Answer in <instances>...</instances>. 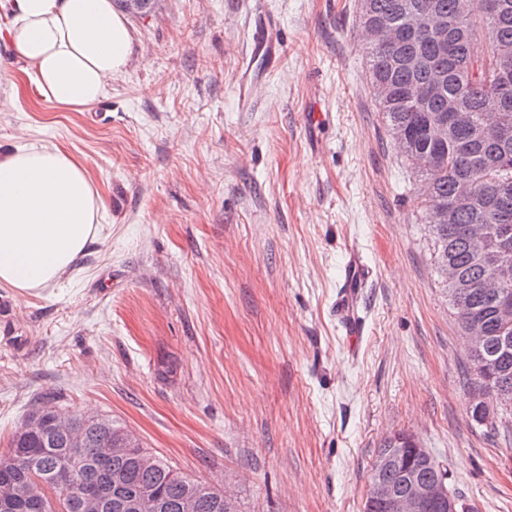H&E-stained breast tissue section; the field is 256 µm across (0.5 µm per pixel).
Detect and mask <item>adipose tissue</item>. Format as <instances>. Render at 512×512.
<instances>
[{"label":"adipose tissue","mask_w":512,"mask_h":512,"mask_svg":"<svg viewBox=\"0 0 512 512\" xmlns=\"http://www.w3.org/2000/svg\"><path fill=\"white\" fill-rule=\"evenodd\" d=\"M40 95L80 109L130 61L133 36L112 0H0V18ZM100 209L85 168L66 151L29 145L0 155V286L48 287L90 241Z\"/></svg>","instance_id":"obj_1"}]
</instances>
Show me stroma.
<instances>
[{
    "label": "stroma",
    "mask_w": 512,
    "mask_h": 512,
    "mask_svg": "<svg viewBox=\"0 0 512 512\" xmlns=\"http://www.w3.org/2000/svg\"><path fill=\"white\" fill-rule=\"evenodd\" d=\"M259 12L283 47L243 110ZM127 22L128 67L79 111L0 40V152L59 146L101 199L69 277L0 288V455L50 395L243 512H362L381 445L408 433L478 512H512V443L468 417L466 345L358 0H155ZM353 250L373 270L355 338L334 312Z\"/></svg>",
    "instance_id": "35a3bbf8"
}]
</instances>
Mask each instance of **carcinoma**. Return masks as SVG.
<instances>
[{
    "instance_id": "cac0c4a2",
    "label": "carcinoma",
    "mask_w": 512,
    "mask_h": 512,
    "mask_svg": "<svg viewBox=\"0 0 512 512\" xmlns=\"http://www.w3.org/2000/svg\"><path fill=\"white\" fill-rule=\"evenodd\" d=\"M359 23L372 34L368 47L370 80L379 111L406 160L421 177L418 197L421 208L434 215L428 225L432 260L448 293L462 334L481 322L487 330L485 346L467 352V390L492 395L507 379L512 386V316L505 318L500 302L483 288L485 266L469 248L466 229L484 227L492 246L512 264V136L505 140L478 137L479 130L505 126L512 131V0H360ZM487 29L484 56L473 53L478 27ZM417 87L426 89L416 96ZM450 112H467L474 127H448L436 137L434 128ZM432 158L425 167L421 160ZM470 185V195L456 198L458 186ZM39 432L19 425L12 435L8 454L14 465L0 469V483L12 485L14 512H87L81 494L120 480L130 497L149 494L178 512L177 504L189 492L196 495V512H241L239 501L224 505V490L207 486L161 459L127 427L107 415L85 418L63 410L51 399L33 405ZM470 419L477 425L512 429V422L498 410L471 406ZM61 416L71 419L84 433L73 444L64 435H49ZM120 446L121 455L106 456L104 448ZM408 448L419 475L427 481L449 480L446 468L418 448L412 436L401 433L380 449ZM153 460L144 467L141 459ZM41 479L42 510L28 502L26 489Z\"/></svg>"
}]
</instances>
